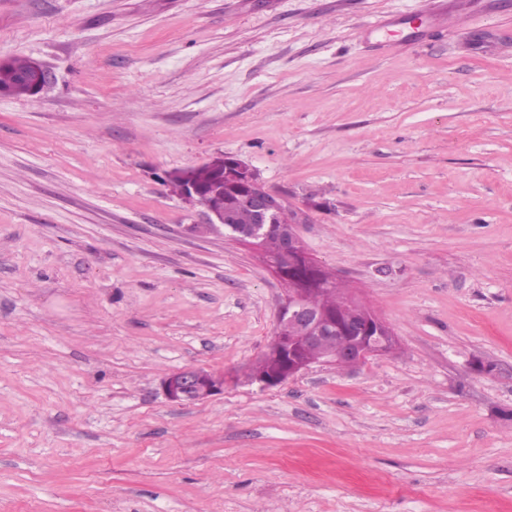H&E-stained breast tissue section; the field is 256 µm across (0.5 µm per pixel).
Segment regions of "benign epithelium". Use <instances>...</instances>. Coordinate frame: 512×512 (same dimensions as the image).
<instances>
[{
	"label": "benign epithelium",
	"mask_w": 512,
	"mask_h": 512,
	"mask_svg": "<svg viewBox=\"0 0 512 512\" xmlns=\"http://www.w3.org/2000/svg\"><path fill=\"white\" fill-rule=\"evenodd\" d=\"M224 179L238 186L240 203L255 216V223L235 233L238 240L258 251L263 238L277 231L288 266L303 269L314 265L297 232L298 225L307 223L303 213L284 211V198L266 187L256 171L237 158L224 157ZM185 198L206 211L212 226L226 223L224 210L216 208L189 179ZM285 217L288 218L286 229L283 228ZM264 263L287 285V296L278 311L274 336L261 354L267 360V367L258 370L249 366L244 372L248 382L263 389L277 387L314 365L356 366L395 349L397 339L390 324L354 297H347L350 312L344 315L320 306L314 308L306 303L304 289L287 279L278 263L268 259ZM334 336L345 337L346 343L343 348L331 351L327 343ZM161 388L165 398L174 404L203 401L224 390V374L179 368L162 379Z\"/></svg>",
	"instance_id": "1"
}]
</instances>
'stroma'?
<instances>
[{"instance_id": "35a3bbf8", "label": "stroma", "mask_w": 512, "mask_h": 512, "mask_svg": "<svg viewBox=\"0 0 512 512\" xmlns=\"http://www.w3.org/2000/svg\"><path fill=\"white\" fill-rule=\"evenodd\" d=\"M0 512H512V6L0 0ZM233 155L397 350L260 389L285 285L172 192ZM224 376L210 399L160 383ZM33 63V66H32ZM30 79L38 94L48 82V72L44 66L25 57L15 56L7 60V66L0 70V84L7 88L6 94L16 97L33 96L31 84L19 79V76L31 70ZM165 398L174 404L203 401L224 390V376L196 368H179L161 381Z\"/></svg>"}]
</instances>
